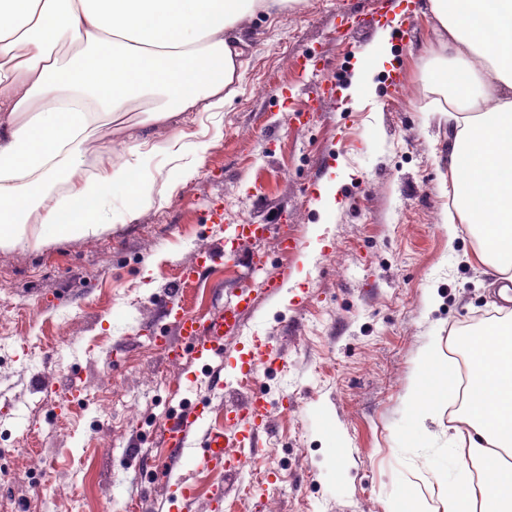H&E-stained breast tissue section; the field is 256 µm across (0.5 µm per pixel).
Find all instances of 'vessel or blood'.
Returning <instances> with one entry per match:
<instances>
[{"instance_id": "obj_1", "label": "vessel or blood", "mask_w": 512, "mask_h": 512, "mask_svg": "<svg viewBox=\"0 0 512 512\" xmlns=\"http://www.w3.org/2000/svg\"><path fill=\"white\" fill-rule=\"evenodd\" d=\"M161 307L183 344L179 351L165 347L167 358L179 361L183 350H190L195 358L213 362L210 374L212 386L231 388V381L222 378V369L217 362L224 357L225 340L241 335L245 315L256 307L252 289H243L234 306L223 308L203 321L184 310L174 297H164ZM280 362L277 347L267 342L248 350L246 359L241 362V373L248 376L260 369L274 370ZM268 405L263 393L251 392L246 404L241 409L233 410L234 429L230 432L208 425L206 408L202 405H189L168 418L163 432L164 446L169 454L160 471L162 479H170L173 471L184 465L221 470L228 474L241 471L247 463V450L258 447L266 430Z\"/></svg>"}]
</instances>
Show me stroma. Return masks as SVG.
Masks as SVG:
<instances>
[{
    "label": "stroma",
    "mask_w": 512,
    "mask_h": 512,
    "mask_svg": "<svg viewBox=\"0 0 512 512\" xmlns=\"http://www.w3.org/2000/svg\"><path fill=\"white\" fill-rule=\"evenodd\" d=\"M406 5L295 0L255 12L236 47L233 100L151 132L159 180L175 137L208 141L193 179L101 237L0 248V512H20L35 494L48 512H126L132 499L139 512H155L170 491L155 477L165 418L206 396L209 423L223 425L225 411L253 388L270 402L261 444L238 475L185 471L196 488L191 512H210L219 485L222 512H256L258 500L242 495L253 470L265 475L260 501L269 512H394L408 493L436 486L437 471H453L449 414L426 421L422 448H410L405 394L421 347L443 344L460 362L449 338L486 324L498 297L468 226L453 241L443 230L453 130L426 87L428 49L441 27L429 0H417L412 20ZM344 24L352 34L341 41ZM393 24L410 29L391 48L404 90L392 92L377 74L373 95L352 99L358 56ZM309 51L326 71L295 66ZM327 77L336 99L317 95ZM331 176L337 207L326 215L307 186ZM214 209L222 223L211 222ZM321 222L325 233L313 240ZM239 224L271 231L224 257ZM281 228L296 239L298 257L282 251ZM252 251L266 254L263 268L249 263ZM198 253L215 256L184 290L185 307L200 317L292 263L288 286L259 298L243 334L228 341L236 350L272 341L285 369L213 395L194 355L175 366L164 357L156 337H178L159 300ZM174 378L183 385L175 393Z\"/></svg>",
    "instance_id": "obj_1"
}]
</instances>
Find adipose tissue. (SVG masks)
I'll return each mask as SVG.
<instances>
[{"label":"adipose tissue","mask_w":512,"mask_h":512,"mask_svg":"<svg viewBox=\"0 0 512 512\" xmlns=\"http://www.w3.org/2000/svg\"><path fill=\"white\" fill-rule=\"evenodd\" d=\"M286 0H0V247L39 248L92 238L171 196L196 173L148 168L152 124L195 107L223 109L235 95L231 46L244 21ZM442 30L432 45L430 87L456 122L448 146L454 210L444 231L474 225L479 258L495 280H512V0H430ZM391 31L361 54L349 88L371 91ZM161 99L132 133L120 164L87 172L90 144L132 101ZM126 206L112 208L115 193ZM469 385L437 344L424 346L407 391L422 442L426 419L454 400L452 477H439L442 512H512V311L454 340Z\"/></svg>","instance_id":"1"}]
</instances>
